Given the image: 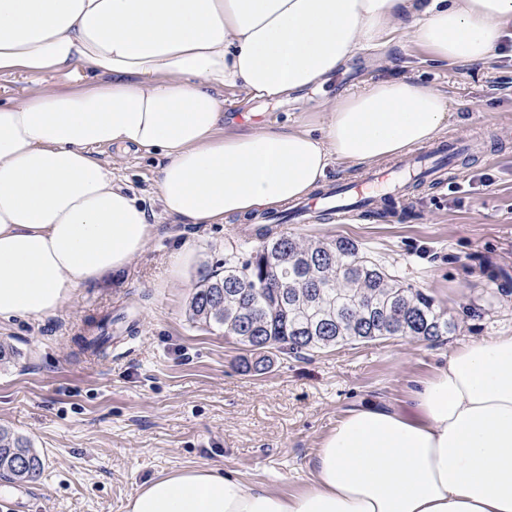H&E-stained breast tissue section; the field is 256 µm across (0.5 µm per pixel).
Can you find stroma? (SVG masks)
<instances>
[{
    "label": "stroma",
    "instance_id": "stroma-1",
    "mask_svg": "<svg viewBox=\"0 0 512 512\" xmlns=\"http://www.w3.org/2000/svg\"><path fill=\"white\" fill-rule=\"evenodd\" d=\"M390 64L362 52L323 84L274 101L225 90L224 120L285 128L371 80L414 76L448 94V135L474 143L408 199L404 220L343 218L277 225L303 240L357 241L459 322L435 344L409 338L348 344L300 356L271 354L246 372L250 353L192 323L191 294L222 272L225 253L257 246L254 225L185 224L159 203L154 153L108 151L116 176L146 211L152 233L122 273L79 289L58 314L0 321L14 357L0 365V426L27 437L43 466L22 484V508L0 478V512H125L151 479L219 467L250 484L298 490L322 436L365 400L408 403V381L429 375L474 338L512 333V51L485 66L433 62L404 43ZM192 260L174 267L182 248ZM112 337L100 354L76 340Z\"/></svg>",
    "mask_w": 512,
    "mask_h": 512
}]
</instances>
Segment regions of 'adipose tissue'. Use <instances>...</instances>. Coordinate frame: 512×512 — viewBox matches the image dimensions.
<instances>
[{"label": "adipose tissue", "instance_id": "ef3b65f1", "mask_svg": "<svg viewBox=\"0 0 512 512\" xmlns=\"http://www.w3.org/2000/svg\"><path fill=\"white\" fill-rule=\"evenodd\" d=\"M512 0H0V319L55 315L127 269L152 232L103 151L161 154L163 212L221 224L317 190L334 163H384L448 130L449 100L411 77L326 101L317 123L224 128V91L274 100L358 53L415 44L486 64ZM80 71L83 87H48ZM402 410L370 402L325 434L283 494L219 468L145 485L127 512H512V335L459 345ZM27 81L22 75L0 79V101L20 100L27 92Z\"/></svg>", "mask_w": 512, "mask_h": 512}]
</instances>
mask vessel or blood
<instances>
[{
    "instance_id": "obj_1",
    "label": "vessel or blood",
    "mask_w": 512,
    "mask_h": 512,
    "mask_svg": "<svg viewBox=\"0 0 512 512\" xmlns=\"http://www.w3.org/2000/svg\"><path fill=\"white\" fill-rule=\"evenodd\" d=\"M466 149V144L451 140L438 145L427 154L406 156L395 166L371 171L354 183L332 184L324 195H316L300 202L299 210L308 218L320 214L333 217L349 210H370L380 200L399 202L406 186L416 177L437 179L444 161Z\"/></svg>"
}]
</instances>
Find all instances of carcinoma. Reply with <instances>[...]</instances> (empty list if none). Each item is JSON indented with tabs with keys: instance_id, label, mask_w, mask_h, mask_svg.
Segmentation results:
<instances>
[{
	"instance_id": "cac0c4a2",
	"label": "carcinoma",
	"mask_w": 512,
	"mask_h": 512,
	"mask_svg": "<svg viewBox=\"0 0 512 512\" xmlns=\"http://www.w3.org/2000/svg\"><path fill=\"white\" fill-rule=\"evenodd\" d=\"M256 236L247 258L225 256L223 274L202 277L189 302L192 322L259 355L256 373L272 349L300 354L398 337L434 342L458 328L432 296L349 238L304 241L267 227ZM40 472L30 441L0 427V477L28 482Z\"/></svg>"
}]
</instances>
